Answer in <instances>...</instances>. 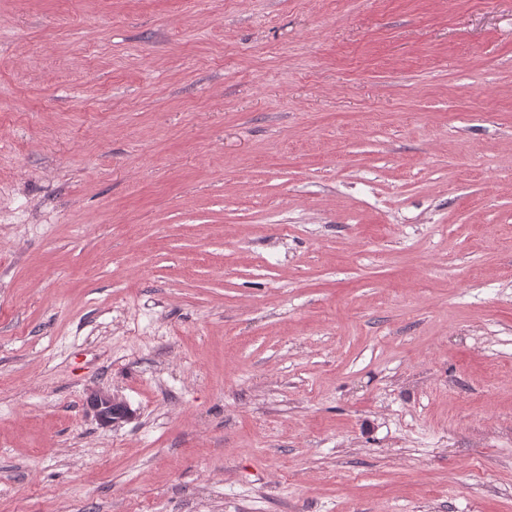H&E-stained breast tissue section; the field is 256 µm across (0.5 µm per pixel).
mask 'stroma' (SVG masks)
Masks as SVG:
<instances>
[{
  "instance_id": "1",
  "label": "stroma",
  "mask_w": 512,
  "mask_h": 512,
  "mask_svg": "<svg viewBox=\"0 0 512 512\" xmlns=\"http://www.w3.org/2000/svg\"><path fill=\"white\" fill-rule=\"evenodd\" d=\"M0 512H512V0H0ZM85 408L106 427L128 419L131 414L124 400L104 389L90 390L85 398Z\"/></svg>"
}]
</instances>
